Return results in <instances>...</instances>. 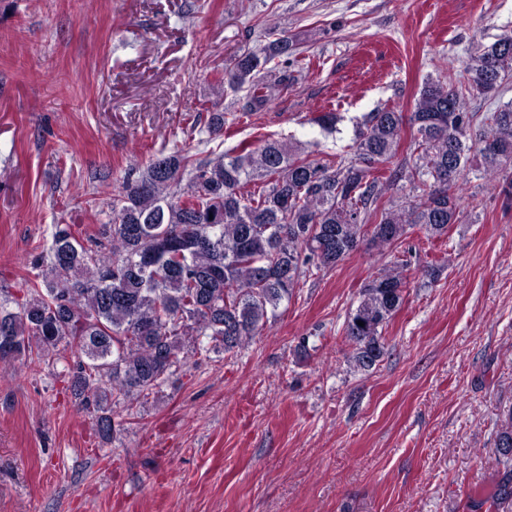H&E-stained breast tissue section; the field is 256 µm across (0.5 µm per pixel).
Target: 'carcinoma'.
<instances>
[{"instance_id": "carcinoma-1", "label": "carcinoma", "mask_w": 512, "mask_h": 512, "mask_svg": "<svg viewBox=\"0 0 512 512\" xmlns=\"http://www.w3.org/2000/svg\"><path fill=\"white\" fill-rule=\"evenodd\" d=\"M295 49L283 34L237 56L217 84L248 88L247 109L260 111L273 86L258 75L278 58L279 82L288 81ZM465 72L458 86L427 81L407 117L385 107L368 113L348 156L314 159L290 141L243 140L213 158L175 152L132 165L110 202L112 221L87 237L90 246L70 225H55L25 298L14 310L0 304V361L28 354L41 363L76 349L71 392L98 413L97 434L109 443L120 400L148 397L187 347L231 351L251 339L301 278L354 251L365 227L378 246L417 225L434 238L447 234L460 219L457 188L468 167L491 178L512 167V102L478 131L467 105L512 77V36L479 49ZM406 124L414 150L388 172ZM400 181L409 193L383 200ZM405 267L383 268L360 291L345 328L358 370L385 353L381 330L403 303ZM496 448L512 454L511 408Z\"/></svg>"}]
</instances>
